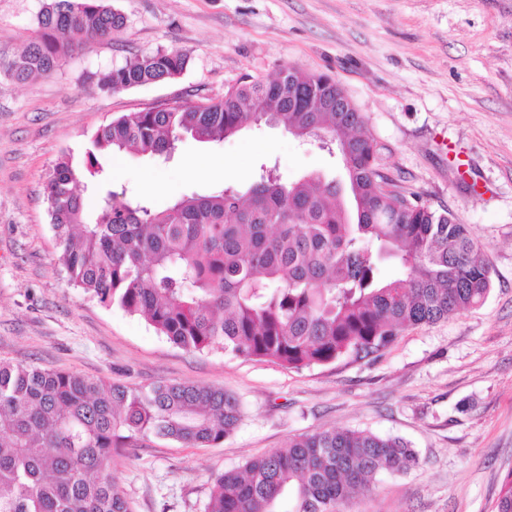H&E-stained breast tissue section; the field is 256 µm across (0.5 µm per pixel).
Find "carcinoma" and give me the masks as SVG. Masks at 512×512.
Here are the masks:
<instances>
[{
	"mask_svg": "<svg viewBox=\"0 0 512 512\" xmlns=\"http://www.w3.org/2000/svg\"><path fill=\"white\" fill-rule=\"evenodd\" d=\"M123 16L107 0H45L36 34L0 73L16 83L58 70L69 37H112ZM181 50L146 52L116 66L106 92L178 78ZM328 75L284 69L247 77L224 99L132 112L91 138L96 154L168 159L183 138L220 142L264 121L336 146L346 181L310 176L285 184L261 173L242 195L227 186L185 195L164 210L107 190L89 216L66 156L44 194L68 282L142 318L191 352L221 348L288 369L379 352L406 328L480 305L491 267L452 213L390 189L364 117L336 102ZM394 259L396 277L380 266ZM243 417L222 388L160 383L133 388L78 373L0 360V512H132L109 471L112 456L152 437L185 447L224 442ZM416 452L399 438L325 429L288 438L240 471L213 478L207 512H340L381 471L406 474ZM497 512H512V472Z\"/></svg>",
	"mask_w": 512,
	"mask_h": 512,
	"instance_id": "cac0c4a2",
	"label": "carcinoma"
}]
</instances>
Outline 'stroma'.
I'll use <instances>...</instances> for the list:
<instances>
[{
    "label": "stroma",
    "mask_w": 512,
    "mask_h": 512,
    "mask_svg": "<svg viewBox=\"0 0 512 512\" xmlns=\"http://www.w3.org/2000/svg\"><path fill=\"white\" fill-rule=\"evenodd\" d=\"M43 0H0V59L36 31ZM111 39L48 76H0V359L128 386L189 382L238 397L244 417L212 447L154 439L112 458L132 512H205L215 475L319 429L402 438L419 457L377 475L343 512H497L512 471V0H111ZM158 48L189 56L173 80L116 93L97 83ZM325 73L378 143L396 190L466 224L491 266L484 302L405 330L386 350L301 370L215 348L189 352L142 319L74 288L43 184L62 155L85 168L96 130L164 101L223 98L243 75ZM114 188L159 209L224 186L247 192L261 165L286 182L339 171L336 157L252 124L221 143L184 140L166 163L100 154ZM163 191L148 192L149 182Z\"/></svg>",
    "instance_id": "35a3bbf8"
}]
</instances>
